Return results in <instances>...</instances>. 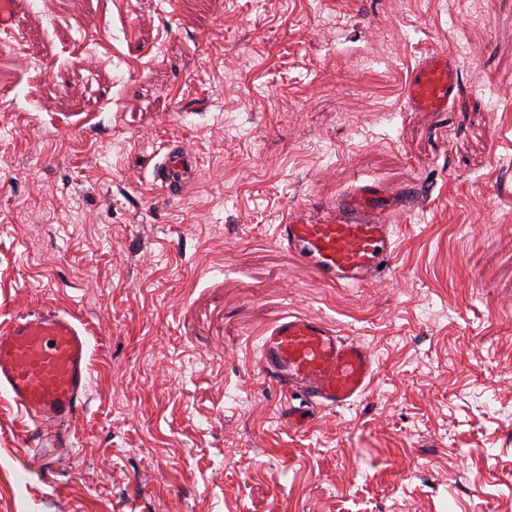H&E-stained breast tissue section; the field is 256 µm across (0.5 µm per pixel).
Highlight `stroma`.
<instances>
[{
  "instance_id": "stroma-1",
  "label": "stroma",
  "mask_w": 512,
  "mask_h": 512,
  "mask_svg": "<svg viewBox=\"0 0 512 512\" xmlns=\"http://www.w3.org/2000/svg\"><path fill=\"white\" fill-rule=\"evenodd\" d=\"M0 34V328L73 309L69 448L0 393V512H512V0H20ZM433 51L465 88L417 112ZM198 174L152 183L163 141ZM360 181L421 190L393 272L336 288L274 236ZM321 316L375 355L312 423L257 367ZM162 159L153 173V185L166 198L184 194L195 180L197 161L193 153L177 138H170L163 146Z\"/></svg>"
}]
</instances>
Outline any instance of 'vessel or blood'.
Returning <instances> with one entry per match:
<instances>
[{
  "instance_id": "1",
  "label": "vessel or blood",
  "mask_w": 512,
  "mask_h": 512,
  "mask_svg": "<svg viewBox=\"0 0 512 512\" xmlns=\"http://www.w3.org/2000/svg\"><path fill=\"white\" fill-rule=\"evenodd\" d=\"M460 87L455 57L434 52L413 69L407 99L416 110L443 112ZM196 172L193 153L171 138L153 183L164 197L177 198ZM417 200L408 189L362 182L331 201L289 209L277 238L322 281L362 286L390 270L396 225ZM89 351V338L74 313L46 307L15 316L0 332V391L26 411L35 428L66 425L88 391ZM258 363L281 392L300 396L301 406L288 413L297 428L310 423L309 408H341L367 394L375 371L369 348L343 338L332 322L306 315L275 321L261 340Z\"/></svg>"
}]
</instances>
